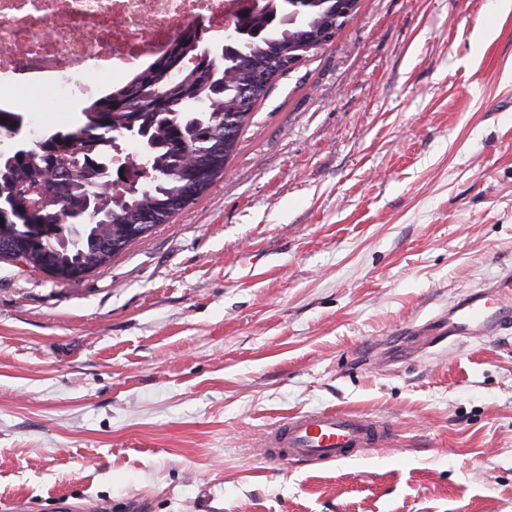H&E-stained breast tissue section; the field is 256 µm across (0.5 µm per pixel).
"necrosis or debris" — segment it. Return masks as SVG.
Segmentation results:
<instances>
[{"instance_id":"1","label":"necrosis or debris","mask_w":512,"mask_h":512,"mask_svg":"<svg viewBox=\"0 0 512 512\" xmlns=\"http://www.w3.org/2000/svg\"><path fill=\"white\" fill-rule=\"evenodd\" d=\"M251 0H0V104L32 115L76 90L107 94L204 22L225 34Z\"/></svg>"}]
</instances>
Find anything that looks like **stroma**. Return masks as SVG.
I'll use <instances>...</instances> for the list:
<instances>
[{"mask_svg":"<svg viewBox=\"0 0 512 512\" xmlns=\"http://www.w3.org/2000/svg\"><path fill=\"white\" fill-rule=\"evenodd\" d=\"M359 0L227 176L84 279L0 262V512H512V327L443 336L512 267V9ZM387 420L263 460L285 418ZM390 435L388 424L364 414L308 411L289 417L266 434L263 458L271 463L343 460L386 444Z\"/></svg>","mask_w":512,"mask_h":512,"instance_id":"35a3bbf8","label":"stroma"}]
</instances>
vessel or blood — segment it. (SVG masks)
I'll return each instance as SVG.
<instances>
[{"instance_id": "obj_1", "label": "vessel or blood", "mask_w": 512, "mask_h": 512, "mask_svg": "<svg viewBox=\"0 0 512 512\" xmlns=\"http://www.w3.org/2000/svg\"><path fill=\"white\" fill-rule=\"evenodd\" d=\"M512 300V270H503L479 292L458 302L448 333L458 336L471 330L494 332L502 325L504 300ZM388 424L351 411L317 410L295 414L277 424L262 441L265 461L343 460L386 444Z\"/></svg>"}]
</instances>
